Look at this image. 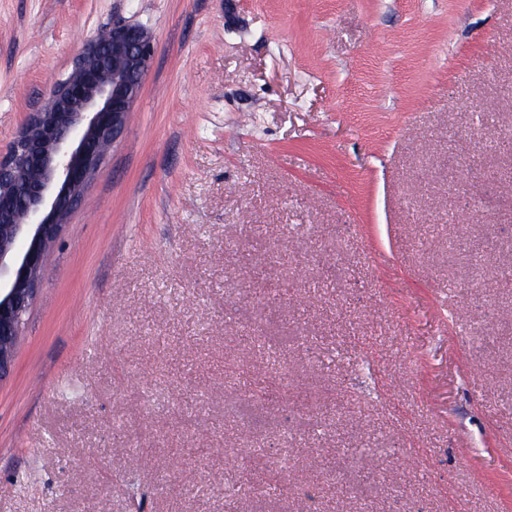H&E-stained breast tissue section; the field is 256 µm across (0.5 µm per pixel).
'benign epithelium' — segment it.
Segmentation results:
<instances>
[{
    "label": "benign epithelium",
    "instance_id": "7a95c632",
    "mask_svg": "<svg viewBox=\"0 0 512 512\" xmlns=\"http://www.w3.org/2000/svg\"><path fill=\"white\" fill-rule=\"evenodd\" d=\"M154 51L152 33L134 24L86 43L0 157V379L13 366L47 250L120 132Z\"/></svg>",
    "mask_w": 512,
    "mask_h": 512
}]
</instances>
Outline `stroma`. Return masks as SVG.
I'll return each mask as SVG.
<instances>
[{"instance_id":"1","label":"stroma","mask_w":512,"mask_h":512,"mask_svg":"<svg viewBox=\"0 0 512 512\" xmlns=\"http://www.w3.org/2000/svg\"><path fill=\"white\" fill-rule=\"evenodd\" d=\"M117 22L155 55L0 379V512H512V293L465 290L512 265V0H0V156Z\"/></svg>"}]
</instances>
